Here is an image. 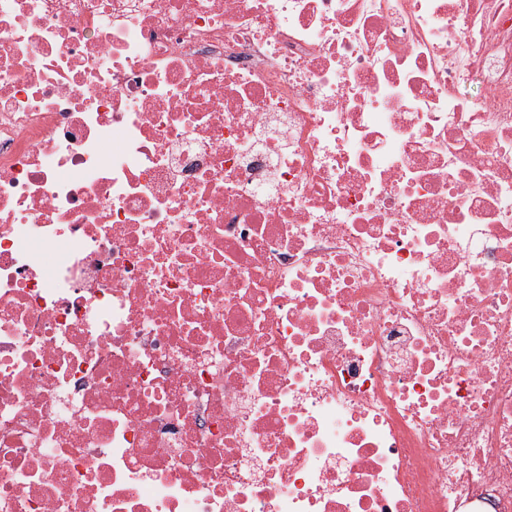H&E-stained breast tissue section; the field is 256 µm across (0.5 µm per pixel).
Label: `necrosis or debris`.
<instances>
[{
	"label": "necrosis or debris",
	"mask_w": 512,
	"mask_h": 512,
	"mask_svg": "<svg viewBox=\"0 0 512 512\" xmlns=\"http://www.w3.org/2000/svg\"><path fill=\"white\" fill-rule=\"evenodd\" d=\"M0 512H512V0H0Z\"/></svg>",
	"instance_id": "1"
}]
</instances>
